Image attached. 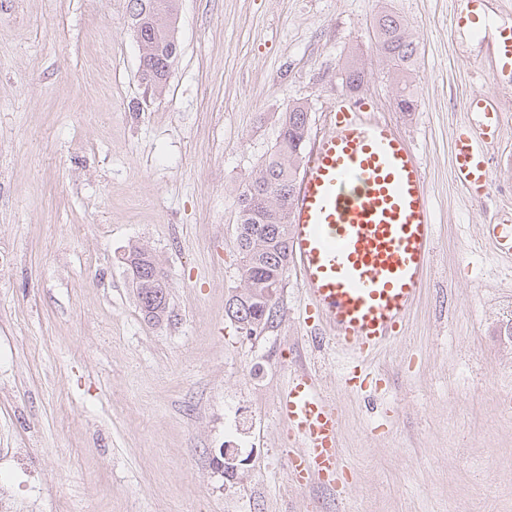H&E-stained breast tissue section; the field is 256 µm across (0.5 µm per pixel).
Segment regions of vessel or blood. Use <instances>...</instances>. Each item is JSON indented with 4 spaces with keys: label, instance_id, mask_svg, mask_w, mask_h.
Segmentation results:
<instances>
[{
    "label": "vessel or blood",
    "instance_id": "b4317fda",
    "mask_svg": "<svg viewBox=\"0 0 512 512\" xmlns=\"http://www.w3.org/2000/svg\"><path fill=\"white\" fill-rule=\"evenodd\" d=\"M494 0H455L451 24L482 38ZM496 89L466 102L476 120L456 126L452 176L466 197L492 192L501 93L512 92V27L488 40ZM481 239L512 262V224H483ZM438 226L423 158L397 124L362 100L343 101L305 156L289 205V252L304 314L330 335L346 364L341 383L359 392L372 361L403 333L427 282ZM278 416L298 443L292 475L343 470L336 406L305 372L291 374Z\"/></svg>",
    "mask_w": 512,
    "mask_h": 512
}]
</instances>
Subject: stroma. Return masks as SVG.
Here are the masks:
<instances>
[{"label":"stroma","instance_id":"stroma-1","mask_svg":"<svg viewBox=\"0 0 512 512\" xmlns=\"http://www.w3.org/2000/svg\"><path fill=\"white\" fill-rule=\"evenodd\" d=\"M418 46L416 106L374 49L377 0H180V54L145 96L127 0L0 10V504L8 512H512V271L478 227L512 215V94L484 203L455 186L464 104L493 91L453 0H388ZM359 95L420 151L438 243L403 338L365 391L303 323L295 275L273 328L239 333L237 195L289 105L310 133ZM166 275L144 319L125 257ZM307 368L335 402L347 475L298 484L277 405ZM234 448L225 478L214 457Z\"/></svg>","mask_w":512,"mask_h":512}]
</instances>
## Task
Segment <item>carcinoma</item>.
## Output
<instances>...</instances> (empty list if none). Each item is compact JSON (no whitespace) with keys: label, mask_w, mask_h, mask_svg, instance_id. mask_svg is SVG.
Returning a JSON list of instances; mask_svg holds the SVG:
<instances>
[{"label":"carcinoma","mask_w":512,"mask_h":512,"mask_svg":"<svg viewBox=\"0 0 512 512\" xmlns=\"http://www.w3.org/2000/svg\"><path fill=\"white\" fill-rule=\"evenodd\" d=\"M178 10V0H128L125 23L134 39L147 45L139 63L144 65L146 88L153 95L162 92L175 60L172 44ZM374 39L377 55L387 61L388 73L396 82L397 108L412 111L417 48L407 25L383 6L375 20ZM342 70L348 90L362 88L366 77L363 67L351 62ZM310 120L303 103L286 109L275 144L237 197L235 247L240 255L238 275L244 289L228 300L227 314L240 323L247 336L248 327L254 323L272 325L278 316L279 302L267 306L262 296L270 288H283L288 274L289 201L303 163Z\"/></svg>","instance_id":"1"}]
</instances>
